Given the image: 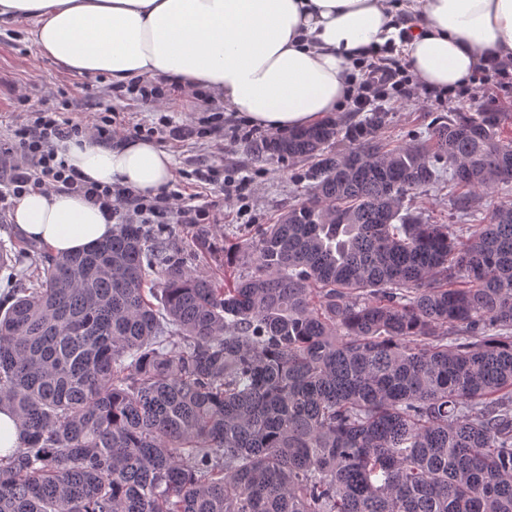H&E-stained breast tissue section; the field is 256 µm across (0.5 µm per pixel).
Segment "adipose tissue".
Listing matches in <instances>:
<instances>
[{
  "instance_id": "ef3b65f1",
  "label": "adipose tissue",
  "mask_w": 512,
  "mask_h": 512,
  "mask_svg": "<svg viewBox=\"0 0 512 512\" xmlns=\"http://www.w3.org/2000/svg\"><path fill=\"white\" fill-rule=\"evenodd\" d=\"M36 22L45 57L113 82L159 78L206 87L250 124L273 131L320 123L342 101L353 66L402 29L412 70L449 88L482 54L512 57V0H0V23ZM85 177L153 196L172 178L153 141L58 142ZM13 219L54 253L111 238L100 209L54 190L18 199Z\"/></svg>"
}]
</instances>
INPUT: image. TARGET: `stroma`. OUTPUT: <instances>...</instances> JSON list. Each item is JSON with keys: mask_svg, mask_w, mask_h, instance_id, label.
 <instances>
[{"mask_svg": "<svg viewBox=\"0 0 512 512\" xmlns=\"http://www.w3.org/2000/svg\"><path fill=\"white\" fill-rule=\"evenodd\" d=\"M35 23L19 19L0 24V140L8 138L16 123L25 118V106L41 103L57 108L74 122H90L100 105L112 108V120L133 137L134 127L156 126L159 114L154 105L130 98L115 90L111 79L66 70L40 54L34 41ZM28 99L20 105L18 96ZM391 122L386 136L391 144L406 142L409 134L428 133L437 112L414 99L388 105ZM168 115L175 124L192 126V139L177 142L157 138L156 144L168 152L173 168L190 173L197 160L223 164L225 173L246 176L252 181L246 199L248 219H241L236 208L225 205L222 183L205 184L190 178L179 189L191 194L195 202L209 212V253H201L198 240L181 224L171 227L170 244L190 269L223 279L222 257L227 245L245 240L255 224H271L277 217L306 198L305 182L296 180L297 172L307 169L306 161L277 162L258 157L252 146L234 139L239 116L212 91L186 92L173 101Z\"/></svg>", "mask_w": 512, "mask_h": 512, "instance_id": "35a3bbf8", "label": "stroma"}]
</instances>
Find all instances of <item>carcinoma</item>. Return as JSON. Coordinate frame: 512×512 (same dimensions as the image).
<instances>
[{
    "instance_id": "carcinoma-1",
    "label": "carcinoma",
    "mask_w": 512,
    "mask_h": 512,
    "mask_svg": "<svg viewBox=\"0 0 512 512\" xmlns=\"http://www.w3.org/2000/svg\"><path fill=\"white\" fill-rule=\"evenodd\" d=\"M389 120L261 140L310 198L224 248V285L165 224L0 247V512H512V199L476 195L512 184V113L398 146ZM445 180L471 224L407 206ZM19 442V429L14 416L0 411V455L5 456L10 448H16Z\"/></svg>"
}]
</instances>
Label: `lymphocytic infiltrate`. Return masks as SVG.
<instances>
[{
    "instance_id": "f902f5d3",
    "label": "lymphocytic infiltrate",
    "mask_w": 512,
    "mask_h": 512,
    "mask_svg": "<svg viewBox=\"0 0 512 512\" xmlns=\"http://www.w3.org/2000/svg\"><path fill=\"white\" fill-rule=\"evenodd\" d=\"M493 91H512V58L482 55L475 71L457 86L433 88L414 76L409 64L388 43L361 63L349 80L345 103L354 112H370L386 103L428 96L432 104L454 107ZM81 124L60 118L56 109L31 111L16 125L10 142L0 144V205L35 190H57L82 196L97 205L107 220L119 224H198L207 212L182 193L162 190L146 197L119 183L92 181L59 158L55 142L85 134Z\"/></svg>"
}]
</instances>
